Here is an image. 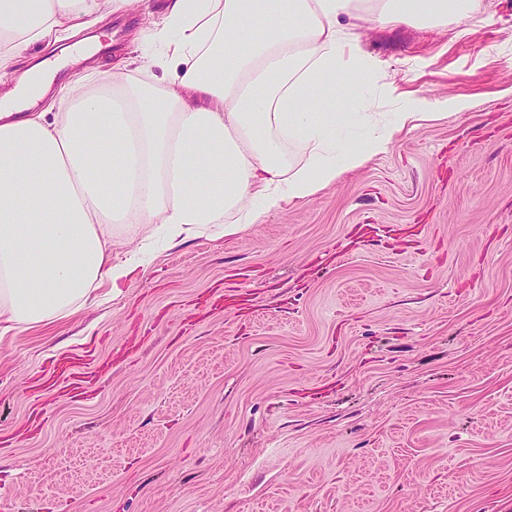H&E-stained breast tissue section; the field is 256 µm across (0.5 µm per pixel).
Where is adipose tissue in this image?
Returning <instances> with one entry per match:
<instances>
[{
    "label": "adipose tissue",
    "mask_w": 512,
    "mask_h": 512,
    "mask_svg": "<svg viewBox=\"0 0 512 512\" xmlns=\"http://www.w3.org/2000/svg\"><path fill=\"white\" fill-rule=\"evenodd\" d=\"M142 2L0 0V74L53 31ZM479 12L494 22L487 0H170L163 74L118 63L90 86L29 66L0 94V340L70 317L102 283L120 294L155 236L236 233L386 152L422 113L331 109L351 84L376 88L359 31L465 34ZM55 91L68 106L49 116ZM118 226L139 235L116 261Z\"/></svg>",
    "instance_id": "adipose-tissue-1"
}]
</instances>
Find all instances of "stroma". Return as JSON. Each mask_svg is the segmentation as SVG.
Listing matches in <instances>:
<instances>
[{
	"mask_svg": "<svg viewBox=\"0 0 512 512\" xmlns=\"http://www.w3.org/2000/svg\"><path fill=\"white\" fill-rule=\"evenodd\" d=\"M374 27L405 128L309 201L159 252L120 295L0 344L13 512H512V0ZM169 0L89 25L143 63ZM91 351L88 393L32 376Z\"/></svg>",
	"mask_w": 512,
	"mask_h": 512,
	"instance_id": "stroma-1",
	"label": "stroma"
}]
</instances>
